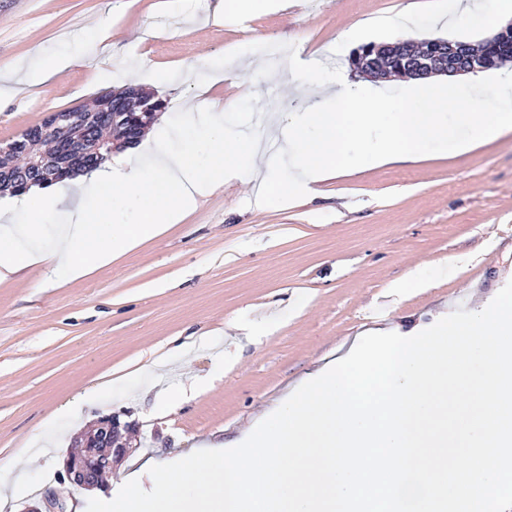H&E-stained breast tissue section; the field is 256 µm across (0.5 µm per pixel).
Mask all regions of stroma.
<instances>
[{
	"label": "stroma",
	"mask_w": 512,
	"mask_h": 512,
	"mask_svg": "<svg viewBox=\"0 0 512 512\" xmlns=\"http://www.w3.org/2000/svg\"><path fill=\"white\" fill-rule=\"evenodd\" d=\"M448 0H304L245 20L254 32L292 42L335 70L355 44L340 31L363 25L364 43L426 38L474 42L483 29L431 27ZM164 0H0V70L28 58L78 49L102 22L134 56L166 65L155 98L196 87L185 69L220 58L239 31L194 24L142 40L146 25L167 29ZM414 13L407 31L378 28L379 18ZM260 92L225 112L227 131L251 135L280 102L300 103L257 72ZM89 72L70 69L54 84L0 104V140L41 123L47 113L93 105L101 90ZM322 199L258 206L250 183L231 180L181 223L85 278L42 267L0 282V480L26 474L29 493L0 495V512L53 492L67 512H86L91 491L63 480L61 460L101 416L130 413L139 424L131 466L107 474L114 498L126 472L152 482L146 460L170 463L192 449L225 444L289 387L341 354L359 332L382 320L432 324L478 296L498 293L512 272V133L456 153L431 146L418 162L363 168L322 184ZM102 395L89 397L94 387ZM181 389L175 413L151 409L158 392Z\"/></svg>",
	"instance_id": "stroma-1"
}]
</instances>
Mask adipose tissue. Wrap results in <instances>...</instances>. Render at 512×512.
I'll list each match as a JSON object with an SVG mask.
<instances>
[{
	"label": "adipose tissue",
	"instance_id": "1",
	"mask_svg": "<svg viewBox=\"0 0 512 512\" xmlns=\"http://www.w3.org/2000/svg\"><path fill=\"white\" fill-rule=\"evenodd\" d=\"M512 17V0H453L447 15L435 24L499 27ZM88 62L84 56L59 55L43 59L38 68L20 64L21 76L12 83L0 78V95L20 93L27 86H42L71 67ZM224 63L211 62L210 76L199 89L204 96L195 108L207 123L203 141L178 153L168 152L158 138L141 142L140 150L153 156L151 170L130 158H108L90 173H77L48 185H34L21 195L0 198V223L20 225L28 239L18 246L0 238V282L36 263H46L71 277L87 273L89 261L105 264L112 257L158 235L166 224H176L194 211L200 199L230 179L255 181L266 204L287 198L313 201L320 197V182L356 167L419 159L434 144L459 150L498 138L512 131V75L491 83L492 98L470 99L454 84L434 86L419 79L406 82L401 96L351 82L345 71L324 76L314 62L294 52L280 64L286 81L302 77V108L275 124L273 143L278 151L293 150L303 171L299 180L273 178L275 159L265 158L258 137H226L224 106L206 98V91L224 78ZM455 113L468 132L459 141L449 129L447 113ZM207 150L208 167L199 163ZM138 199L134 222L114 223L118 207ZM67 217L59 243L47 251L39 245V226L52 214Z\"/></svg>",
	"mask_w": 512,
	"mask_h": 512
}]
</instances>
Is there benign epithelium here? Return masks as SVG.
Returning a JSON list of instances; mask_svg holds the SVG:
<instances>
[{
  "label": "benign epithelium",
  "instance_id": "benign-epithelium-1",
  "mask_svg": "<svg viewBox=\"0 0 512 512\" xmlns=\"http://www.w3.org/2000/svg\"><path fill=\"white\" fill-rule=\"evenodd\" d=\"M486 50L475 53L469 46L452 40H423L417 44L418 56L406 52L405 43L369 44L351 54L353 71L361 77L374 75L383 63L393 66V75L427 77L431 75L461 76L476 71L498 67L502 57L512 55V24L484 39ZM108 110L101 118L120 132L112 146L101 142L91 149L85 148L82 133L85 127L100 118L81 111L50 112L42 125L27 131L24 142H0V157L11 156L21 145H26L28 165L24 169L15 166L0 168V180L17 186L27 182L28 176L40 173L47 179L67 175L74 169L73 161L91 164L101 157V149L113 151L118 146L132 143L138 128L132 123L124 100L114 96L105 98ZM136 423L126 421L119 413L100 417L92 430L83 436L79 447L82 455L68 456L63 472L73 484L81 487H97L94 470L106 471L118 466L133 450L131 435Z\"/></svg>",
  "mask_w": 512,
  "mask_h": 512
}]
</instances>
